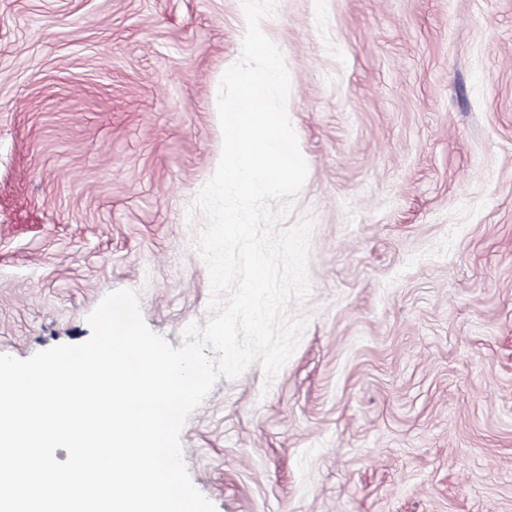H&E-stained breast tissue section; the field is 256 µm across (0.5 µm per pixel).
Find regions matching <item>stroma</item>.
<instances>
[{
  "label": "stroma",
  "instance_id": "obj_1",
  "mask_svg": "<svg viewBox=\"0 0 512 512\" xmlns=\"http://www.w3.org/2000/svg\"><path fill=\"white\" fill-rule=\"evenodd\" d=\"M308 165L307 318L274 379L180 433L216 512H512V0H277ZM241 0H0V354L132 289L173 347L211 312L195 198Z\"/></svg>",
  "mask_w": 512,
  "mask_h": 512
}]
</instances>
